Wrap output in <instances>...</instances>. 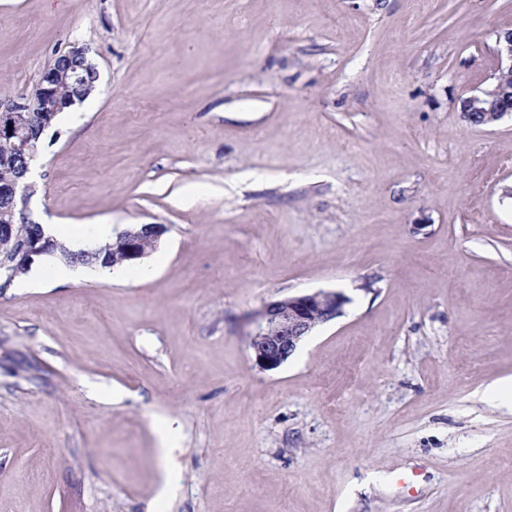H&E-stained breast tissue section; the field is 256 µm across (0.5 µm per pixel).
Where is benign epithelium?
Returning a JSON list of instances; mask_svg holds the SVG:
<instances>
[{"instance_id": "benign-epithelium-1", "label": "benign epithelium", "mask_w": 512, "mask_h": 512, "mask_svg": "<svg viewBox=\"0 0 512 512\" xmlns=\"http://www.w3.org/2000/svg\"><path fill=\"white\" fill-rule=\"evenodd\" d=\"M498 43V54L507 63L499 64L492 74L493 87L461 101L463 118L474 126H492L504 116H512V30L499 35ZM96 81L97 71L88 62L86 48L74 45L44 70L31 95L0 100V139L13 141L24 164L23 177L0 184V200L9 201L21 218L31 217L29 204L35 187L32 171L40 151L38 139L15 117L20 112H39L42 127L49 128L60 114L90 95ZM119 250L131 265L147 257L140 234L133 231L125 233ZM44 255L33 243H24L16 251L20 263L28 266ZM347 303L348 298L341 293L318 290L265 304L255 315L250 332L249 346L256 364L263 370L279 368L318 326L335 319Z\"/></svg>"}]
</instances>
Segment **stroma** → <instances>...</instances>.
Here are the masks:
<instances>
[{
    "instance_id": "1",
    "label": "stroma",
    "mask_w": 512,
    "mask_h": 512,
    "mask_svg": "<svg viewBox=\"0 0 512 512\" xmlns=\"http://www.w3.org/2000/svg\"><path fill=\"white\" fill-rule=\"evenodd\" d=\"M512 0H0V99L72 45L34 219L141 265L0 288V512H512ZM343 293L275 370L264 304ZM498 43L501 62L492 74L493 87L461 101L463 118L474 126H492L505 115L512 116V30L500 34ZM127 230L118 233L113 240L112 238H110L108 241L101 245L104 247L110 245L112 242H115L118 239V237L124 234ZM141 238L143 241L142 247L146 248L148 254L152 253L158 246H153L150 235L145 231H142V237H140V234L137 232H126L124 237L122 238V241L119 244V250H121L123 254V260H126L130 265L140 264L148 256L145 250L141 247Z\"/></svg>"
}]
</instances>
